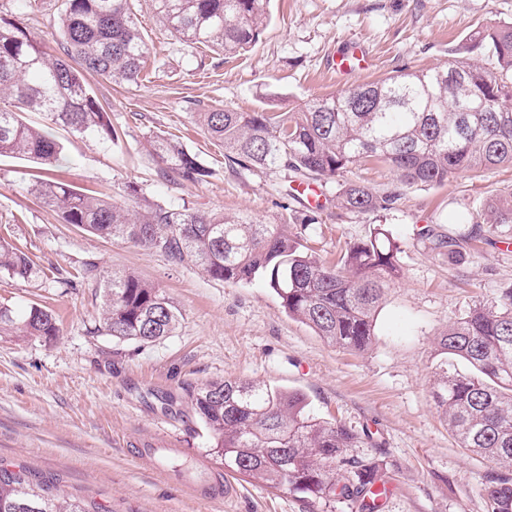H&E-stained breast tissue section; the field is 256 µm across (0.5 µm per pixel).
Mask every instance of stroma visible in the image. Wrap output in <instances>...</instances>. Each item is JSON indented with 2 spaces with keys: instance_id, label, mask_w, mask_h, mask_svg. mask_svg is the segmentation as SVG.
<instances>
[{
  "instance_id": "stroma-1",
  "label": "stroma",
  "mask_w": 512,
  "mask_h": 512,
  "mask_svg": "<svg viewBox=\"0 0 512 512\" xmlns=\"http://www.w3.org/2000/svg\"><path fill=\"white\" fill-rule=\"evenodd\" d=\"M135 13L150 44L141 81H89L116 137L105 142L53 128L66 154L60 177L118 203L133 188L142 208L185 204L285 224L295 233L294 213L314 191L291 202L281 194L286 172L229 164L196 113L218 106L295 112L311 99L401 71L447 67L451 48L465 45L475 29L512 23V0H270L258 41L229 59L170 37L153 0H135ZM0 14L38 39L58 32V0H41L32 14L14 8ZM356 48L373 66L333 77V57ZM158 134L178 137L209 176L199 183L164 179L150 146ZM38 172L29 159L0 157V224L10 225L40 267L61 275L0 278V302L18 317L33 303L49 305L61 332L49 340L0 331V467L59 479L75 497L111 512H357L349 503L306 500L240 476L231 501H206L132 458V448L163 434L178 461L221 474L186 388L231 378L300 392L316 415L357 432L356 455L375 459L391 489L380 512H488L484 487L500 468L457 446L431 383L440 363L437 339L449 322L512 284V244L487 236L466 264L453 266L416 232L433 224L441 233L468 236L463 214L512 189V167L464 171L439 186L408 189L380 222L338 209L337 184L327 181L317 254L331 256L338 243L363 239L379 224L403 248V276L388 290L373 342L362 352L337 348L289 318L261 283L214 281L158 252L62 223L32 191ZM86 260L158 286L182 313L176 333L145 345L97 333L94 288L61 279Z\"/></svg>"
}]
</instances>
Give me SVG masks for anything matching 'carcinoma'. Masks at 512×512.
I'll return each mask as SVG.
<instances>
[{"label": "carcinoma", "mask_w": 512, "mask_h": 512, "mask_svg": "<svg viewBox=\"0 0 512 512\" xmlns=\"http://www.w3.org/2000/svg\"><path fill=\"white\" fill-rule=\"evenodd\" d=\"M269 0H155L165 31L232 58L259 38ZM60 53L0 17V157L23 156L53 167L62 147L22 118L37 112L75 135L114 139L107 113L85 75L137 83L150 45L133 0H61ZM470 48L491 65L455 57L441 71L400 73L362 83L351 108L343 93L312 99L299 112H236L214 107L196 121L224 146L228 162L253 170L288 173V196L298 199L317 181L338 178L336 206L353 216L383 217L403 191L443 184L467 170L512 166V24L473 32ZM155 155L171 180L200 182L209 172L179 142L162 135ZM383 164L395 183L376 189L345 174L358 164ZM36 198L61 221L112 240L194 265L210 279L248 285L257 280L278 297L289 317L339 348L364 351L373 341L374 317L385 289L402 277L401 246L387 231L347 243L330 261L302 245L286 224H256L190 208L151 206L139 212L80 191L54 177L36 180ZM486 232L512 224V190L479 214ZM427 247L460 266L471 235H443L432 225L417 231ZM45 274L29 253L0 237V276L28 281ZM65 284L99 289L96 331L125 342L149 344L178 328L180 311L155 285L134 274L106 276L84 262ZM0 329L52 339L53 310L33 304L20 321L0 305ZM443 359L432 397L458 444L490 462L512 467V284L493 300L452 321L437 341ZM191 404L209 436V452L224 470L272 489L328 503L348 501L379 512L389 487L375 461L352 453L360 437L308 410L296 392L237 380L204 383ZM489 512H512V475L497 474L485 488ZM0 512H109L77 499L54 481L0 469Z\"/></svg>", "instance_id": "cac0c4a2"}]
</instances>
